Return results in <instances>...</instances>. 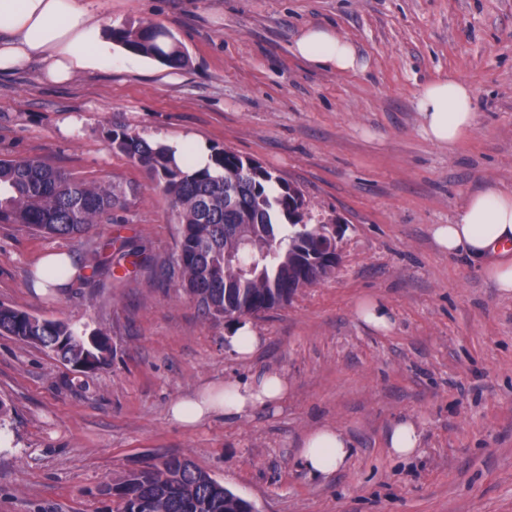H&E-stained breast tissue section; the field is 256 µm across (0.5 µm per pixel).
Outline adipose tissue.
<instances>
[{"mask_svg":"<svg viewBox=\"0 0 512 512\" xmlns=\"http://www.w3.org/2000/svg\"><path fill=\"white\" fill-rule=\"evenodd\" d=\"M111 24V18L98 15L94 0H0V74L37 61L50 81H69L95 63L112 61L114 44L104 34ZM295 53L339 74L359 64L354 45L329 27L304 28ZM415 108L425 138L442 149L454 146L477 120L472 87L452 74L424 85L415 96ZM433 235L442 251L479 261L501 292L512 293V193L491 185L468 196L454 222L436 225ZM287 396V379L269 372L257 380L202 386L172 401L168 416L181 428L194 430L252 409L280 408ZM352 456L343 431L322 425L303 436L297 462L310 477L326 479Z\"/></svg>","mask_w":512,"mask_h":512,"instance_id":"1","label":"adipose tissue"}]
</instances>
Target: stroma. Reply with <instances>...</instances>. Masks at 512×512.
Masks as SVG:
<instances>
[{
	"label": "stroma",
	"mask_w": 512,
	"mask_h": 512,
	"mask_svg": "<svg viewBox=\"0 0 512 512\" xmlns=\"http://www.w3.org/2000/svg\"><path fill=\"white\" fill-rule=\"evenodd\" d=\"M119 26L168 30L173 68L118 51L66 83L31 64L0 76V159L39 157L139 194L84 238L0 225V303L79 329L106 330L109 366L76 372L41 347L0 336V512H112L99 487L176 455L257 512H512V294L432 237L469 193L512 192V0H97ZM328 25L360 66L337 74L299 58L300 30ZM456 74L477 122L444 150L427 141L417 91ZM151 141L195 137L250 157L298 187L315 219L340 224L341 264L251 318L263 344L240 362L174 284L130 273L36 293L48 250L85 261L114 235L171 256L177 226L146 172L112 149L111 130ZM381 301L392 326L355 315ZM283 373L279 411L258 409L186 431L169 404L205 384ZM422 449L387 448L400 418ZM318 424L343 430L349 465L327 480L296 462Z\"/></svg>",
	"instance_id": "obj_1"
}]
</instances>
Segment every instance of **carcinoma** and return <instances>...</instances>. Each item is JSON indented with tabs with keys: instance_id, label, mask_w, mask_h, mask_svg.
<instances>
[{
	"instance_id": "1",
	"label": "carcinoma",
	"mask_w": 512,
	"mask_h": 512,
	"mask_svg": "<svg viewBox=\"0 0 512 512\" xmlns=\"http://www.w3.org/2000/svg\"><path fill=\"white\" fill-rule=\"evenodd\" d=\"M112 38L129 51L170 66L185 54L166 30L147 25L114 28ZM112 149L147 170L172 204L177 250L160 260L143 248L92 245V272L112 274L131 257L136 272L160 270L205 317L257 315L288 302L315 282L303 260L336 257V229L312 222L302 192L273 171L226 150H214L212 165L179 167L169 148L123 130L109 133ZM137 194L131 182H87L40 158L0 159V224L37 234L75 238L95 224L112 222ZM0 335L13 336L52 353L79 372L107 366L113 354L108 334L75 330L60 320L39 318L0 304ZM100 493L116 498L117 512H248L252 505L189 460L170 457L132 469Z\"/></svg>"
}]
</instances>
